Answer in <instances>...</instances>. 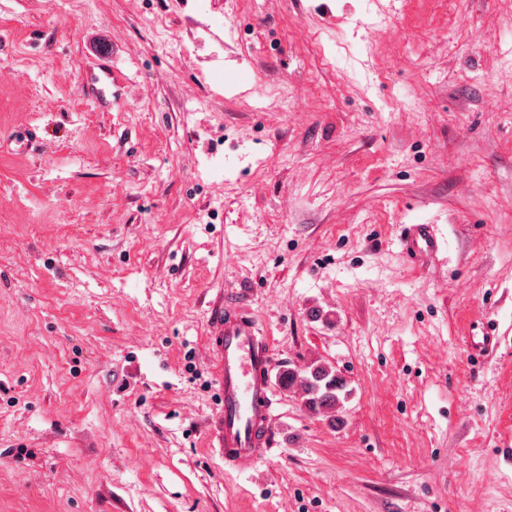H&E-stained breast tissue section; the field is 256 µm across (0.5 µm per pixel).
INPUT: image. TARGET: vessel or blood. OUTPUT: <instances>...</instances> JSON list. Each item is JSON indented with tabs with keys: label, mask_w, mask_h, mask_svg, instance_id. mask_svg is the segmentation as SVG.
<instances>
[{
	"label": "vessel or blood",
	"mask_w": 512,
	"mask_h": 512,
	"mask_svg": "<svg viewBox=\"0 0 512 512\" xmlns=\"http://www.w3.org/2000/svg\"><path fill=\"white\" fill-rule=\"evenodd\" d=\"M441 246L428 224H411L402 238L408 257L437 254ZM209 339L222 399L216 418V446L229 467L245 473L271 450L276 388L271 371L273 352L242 303L217 296L208 309Z\"/></svg>",
	"instance_id": "b4317fda"
}]
</instances>
